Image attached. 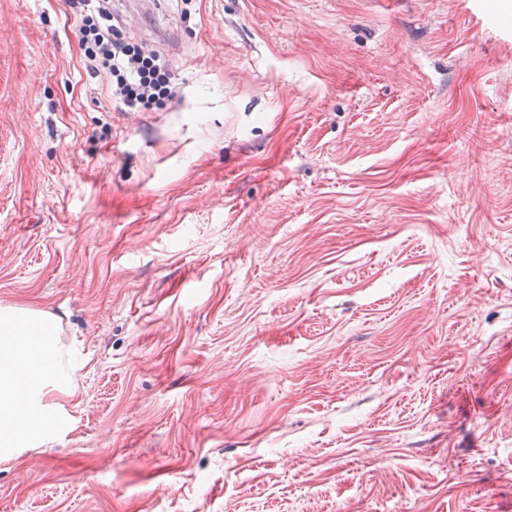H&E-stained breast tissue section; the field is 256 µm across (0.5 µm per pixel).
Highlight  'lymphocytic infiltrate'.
<instances>
[{
	"label": "lymphocytic infiltrate",
	"instance_id": "f902f5d3",
	"mask_svg": "<svg viewBox=\"0 0 512 512\" xmlns=\"http://www.w3.org/2000/svg\"><path fill=\"white\" fill-rule=\"evenodd\" d=\"M81 18L79 42L90 77H107L112 101L122 111L145 112L179 89L168 61L156 50L129 41L112 16L109 0H66Z\"/></svg>",
	"mask_w": 512,
	"mask_h": 512
}]
</instances>
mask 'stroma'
<instances>
[{
  "label": "stroma",
  "instance_id": "1",
  "mask_svg": "<svg viewBox=\"0 0 512 512\" xmlns=\"http://www.w3.org/2000/svg\"><path fill=\"white\" fill-rule=\"evenodd\" d=\"M112 11L178 99L0 0V305L84 358L0 512H512V0Z\"/></svg>",
  "mask_w": 512,
  "mask_h": 512
}]
</instances>
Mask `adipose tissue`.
Instances as JSON below:
<instances>
[{
  "label": "adipose tissue",
  "instance_id": "adipose-tissue-1",
  "mask_svg": "<svg viewBox=\"0 0 512 512\" xmlns=\"http://www.w3.org/2000/svg\"><path fill=\"white\" fill-rule=\"evenodd\" d=\"M49 312L0 306V462L52 445L70 429L61 404L76 390L75 357Z\"/></svg>",
  "mask_w": 512,
  "mask_h": 512
}]
</instances>
